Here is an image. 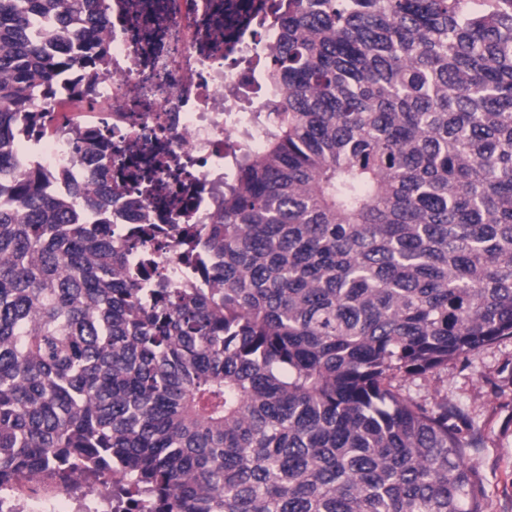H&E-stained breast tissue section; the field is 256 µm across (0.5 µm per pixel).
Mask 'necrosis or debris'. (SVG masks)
<instances>
[{"label":"necrosis or debris","mask_w":512,"mask_h":512,"mask_svg":"<svg viewBox=\"0 0 512 512\" xmlns=\"http://www.w3.org/2000/svg\"><path fill=\"white\" fill-rule=\"evenodd\" d=\"M112 24L103 35L110 69L95 89L99 104L88 112L76 72L60 80L69 112L49 134L25 137L16 165L49 172V194L72 196L94 162L78 147L87 131L114 148L112 161L152 165L153 190L113 178L112 205L94 215L129 236L151 219L170 223L162 199L181 191L182 224L216 223L224 181L243 145L260 149V63L276 50L278 14L269 0H104ZM39 481L0 491L7 512H110L99 480L79 478L52 497L35 493Z\"/></svg>","instance_id":"4bbe7bcc"}]
</instances>
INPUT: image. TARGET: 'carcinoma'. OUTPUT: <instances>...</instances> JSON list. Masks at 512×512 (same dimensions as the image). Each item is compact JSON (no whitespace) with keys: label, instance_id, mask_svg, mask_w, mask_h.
Listing matches in <instances>:
<instances>
[{"label":"carcinoma","instance_id":"cac0c4a2","mask_svg":"<svg viewBox=\"0 0 512 512\" xmlns=\"http://www.w3.org/2000/svg\"><path fill=\"white\" fill-rule=\"evenodd\" d=\"M102 0H0V173L59 77L108 71ZM261 149L217 224H175L215 282L139 274L110 224L0 180V486L127 474L149 512H485L445 397L401 383L512 338V0H288ZM86 211L112 203L89 135Z\"/></svg>","mask_w":512,"mask_h":512}]
</instances>
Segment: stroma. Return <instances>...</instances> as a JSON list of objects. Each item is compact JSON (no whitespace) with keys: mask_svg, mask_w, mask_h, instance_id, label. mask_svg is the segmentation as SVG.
I'll return each instance as SVG.
<instances>
[{"mask_svg":"<svg viewBox=\"0 0 512 512\" xmlns=\"http://www.w3.org/2000/svg\"><path fill=\"white\" fill-rule=\"evenodd\" d=\"M404 391L419 401L447 396L473 443L468 459L484 488L486 512H512V338L449 362L434 379L408 382Z\"/></svg>","mask_w":512,"mask_h":512,"instance_id":"1","label":"stroma"}]
</instances>
